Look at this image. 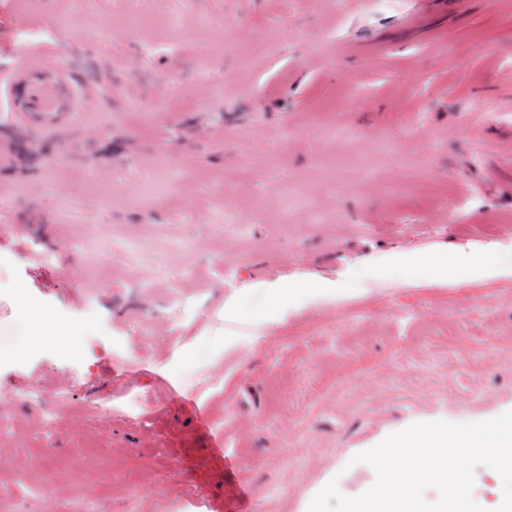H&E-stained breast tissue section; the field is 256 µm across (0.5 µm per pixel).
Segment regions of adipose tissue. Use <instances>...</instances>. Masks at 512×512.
Returning <instances> with one entry per match:
<instances>
[{
	"mask_svg": "<svg viewBox=\"0 0 512 512\" xmlns=\"http://www.w3.org/2000/svg\"><path fill=\"white\" fill-rule=\"evenodd\" d=\"M396 262L405 268L425 267L428 283L439 285H455L467 280L492 278L503 274L512 276V267H500L488 253L465 261L451 258L444 251L428 259L401 254L397 256ZM354 295V289L339 288L331 282L316 278L282 280L273 286L266 317L276 320L286 313L301 311L308 304L326 298L342 301L353 298Z\"/></svg>",
	"mask_w": 512,
	"mask_h": 512,
	"instance_id": "ef3b65f1",
	"label": "adipose tissue"
}]
</instances>
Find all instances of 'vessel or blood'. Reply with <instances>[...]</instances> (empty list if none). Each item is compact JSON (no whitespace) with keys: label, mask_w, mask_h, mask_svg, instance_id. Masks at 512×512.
I'll list each match as a JSON object with an SVG mask.
<instances>
[{"label":"vessel or blood","mask_w":512,"mask_h":512,"mask_svg":"<svg viewBox=\"0 0 512 512\" xmlns=\"http://www.w3.org/2000/svg\"><path fill=\"white\" fill-rule=\"evenodd\" d=\"M0 90L9 98L14 120L27 131V144L32 153H41L49 136L87 137L91 134L80 121V105L94 95V88L76 83L67 68L48 60H36L29 47L19 46L13 61L0 68ZM509 410H512V396L483 408L475 407L466 399L444 405L429 400L400 416L385 411L372 420L362 437L338 452L336 467L344 469L356 453L416 422L438 419L452 423L474 422Z\"/></svg>","instance_id":"obj_1"}]
</instances>
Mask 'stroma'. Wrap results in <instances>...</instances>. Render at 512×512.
Here are the masks:
<instances>
[{
    "mask_svg": "<svg viewBox=\"0 0 512 512\" xmlns=\"http://www.w3.org/2000/svg\"><path fill=\"white\" fill-rule=\"evenodd\" d=\"M143 7L133 24L125 0H0V59L38 29L102 89L81 116L97 137L50 141L0 195L5 512H41L46 486L58 512H292L381 409L512 394V277L427 286L387 265L502 253L512 0ZM160 174L167 195L144 202ZM73 241L81 288L25 258ZM294 277L360 293L258 325L267 285ZM24 303L67 335L31 345ZM35 385L67 397L55 426Z\"/></svg>",
    "mask_w": 512,
    "mask_h": 512,
    "instance_id": "stroma-1",
    "label": "stroma"
}]
</instances>
